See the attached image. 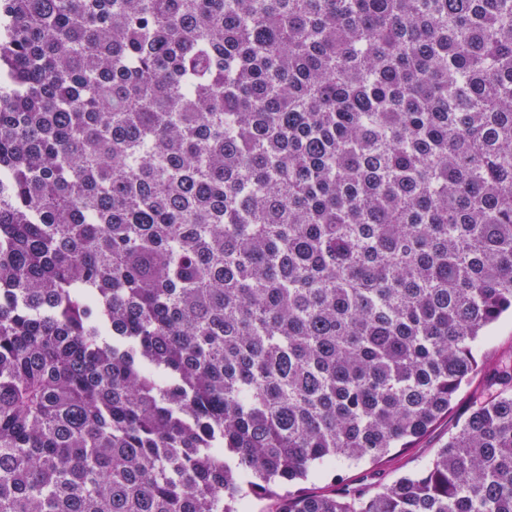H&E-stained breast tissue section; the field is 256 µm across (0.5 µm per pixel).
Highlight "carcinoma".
I'll return each mask as SVG.
<instances>
[{"instance_id":"obj_1","label":"carcinoma","mask_w":512,"mask_h":512,"mask_svg":"<svg viewBox=\"0 0 512 512\" xmlns=\"http://www.w3.org/2000/svg\"><path fill=\"white\" fill-rule=\"evenodd\" d=\"M512 0H0V512H512ZM480 371L472 383L456 396L448 418L438 420L421 438L414 441L412 448L393 449L391 453L377 464L360 463L336 464L335 468L321 475L306 486L309 493H327L333 489L354 490L361 487L375 489L391 483L401 475L417 470L429 462L438 448L447 441L458 421L471 408L475 397L485 386L488 374L487 364L491 356L512 354V315L505 314L480 341Z\"/></svg>"}]
</instances>
